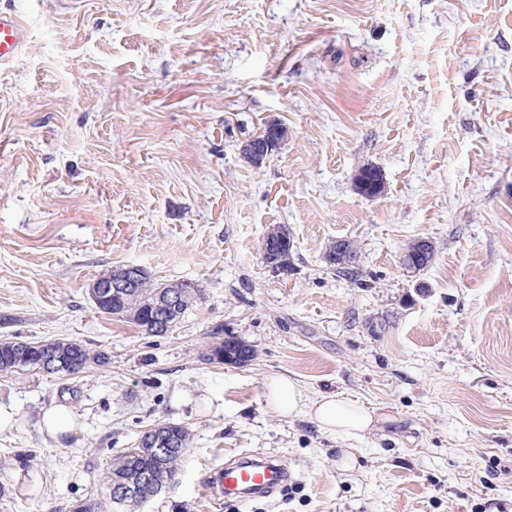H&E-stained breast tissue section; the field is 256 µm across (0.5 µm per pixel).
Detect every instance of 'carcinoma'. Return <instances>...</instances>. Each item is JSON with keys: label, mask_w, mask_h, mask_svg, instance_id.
<instances>
[{"label": "carcinoma", "mask_w": 512, "mask_h": 512, "mask_svg": "<svg viewBox=\"0 0 512 512\" xmlns=\"http://www.w3.org/2000/svg\"><path fill=\"white\" fill-rule=\"evenodd\" d=\"M358 187L366 195L378 196L384 192L383 179L380 170L370 166L362 169L357 178ZM178 290L181 303L179 312L166 318V321L180 320L197 301L201 299V289L184 288L182 283H163L155 281L149 273H144L137 286L123 294L99 302L96 309L105 315L113 316L121 312L119 318H124L140 328L146 336L162 337L169 333L162 324V312L158 305L164 302L165 294ZM50 346L61 353H71L79 361V369L69 373L59 369L43 368L40 364V352ZM234 358L236 363H247L255 356L253 348L234 336H227L224 341L216 344L209 354L212 361L224 362V355ZM105 356L94 352L84 344L66 339H52L39 342L0 340V372L9 373L23 369L44 370L48 374L71 376L82 372L89 365L104 362ZM158 434L168 437L166 450L159 453L153 447L141 449L139 458L134 459L123 452L112 460V466L106 472L104 481L107 489L116 484L141 485L140 493L128 495L120 503L135 505L156 496L166 484L172 482L180 470L183 456L190 446V433L183 426L168 423L156 424Z\"/></svg>", "instance_id": "cac0c4a2"}]
</instances>
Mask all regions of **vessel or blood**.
<instances>
[{
    "label": "vessel or blood",
    "mask_w": 512,
    "mask_h": 512,
    "mask_svg": "<svg viewBox=\"0 0 512 512\" xmlns=\"http://www.w3.org/2000/svg\"><path fill=\"white\" fill-rule=\"evenodd\" d=\"M30 30L14 11H0V66L13 62L26 48ZM285 469L273 461H240L218 470L210 491L215 499H238L239 495H252L274 489L283 482Z\"/></svg>",
    "instance_id": "obj_1"
}]
</instances>
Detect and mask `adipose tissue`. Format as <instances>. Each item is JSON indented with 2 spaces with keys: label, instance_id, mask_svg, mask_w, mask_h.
I'll use <instances>...</instances> for the list:
<instances>
[{
  "label": "adipose tissue",
  "instance_id": "obj_1",
  "mask_svg": "<svg viewBox=\"0 0 512 512\" xmlns=\"http://www.w3.org/2000/svg\"><path fill=\"white\" fill-rule=\"evenodd\" d=\"M267 400L278 415L308 413L323 430L341 439L362 437L375 423L373 412L361 402L333 394L307 399L297 381L286 375L270 380Z\"/></svg>",
  "mask_w": 512,
  "mask_h": 512
}]
</instances>
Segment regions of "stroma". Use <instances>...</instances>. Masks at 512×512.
<instances>
[{"mask_svg":"<svg viewBox=\"0 0 512 512\" xmlns=\"http://www.w3.org/2000/svg\"><path fill=\"white\" fill-rule=\"evenodd\" d=\"M31 28L0 67V340L64 338L107 361L0 375V512H512V0H0ZM288 135L261 166L241 147ZM378 167L385 192L357 187ZM286 226L293 264L262 255ZM354 240L363 283L324 256ZM436 257L413 272L412 241ZM138 265L202 300L163 337L97 312ZM223 327L256 351L207 361ZM360 401L342 440L268 407L270 379ZM68 402L77 432L38 425ZM160 422L191 434L150 500L110 502L113 458ZM350 468H339L344 453ZM289 486L217 504L228 456Z\"/></svg>","mask_w":512,"mask_h":512,"instance_id":"35a3bbf8","label":"stroma"}]
</instances>
